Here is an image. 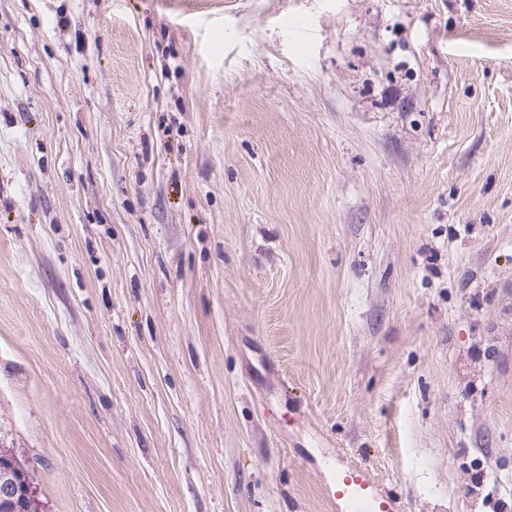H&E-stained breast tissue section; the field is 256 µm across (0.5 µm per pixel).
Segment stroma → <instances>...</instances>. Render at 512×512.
Returning <instances> with one entry per match:
<instances>
[{"mask_svg": "<svg viewBox=\"0 0 512 512\" xmlns=\"http://www.w3.org/2000/svg\"><path fill=\"white\" fill-rule=\"evenodd\" d=\"M44 512H512V0H0V447ZM334 496L349 512H399L396 501L384 494L378 483L363 469L349 467L336 476Z\"/></svg>", "mask_w": 512, "mask_h": 512, "instance_id": "obj_1", "label": "stroma"}]
</instances>
